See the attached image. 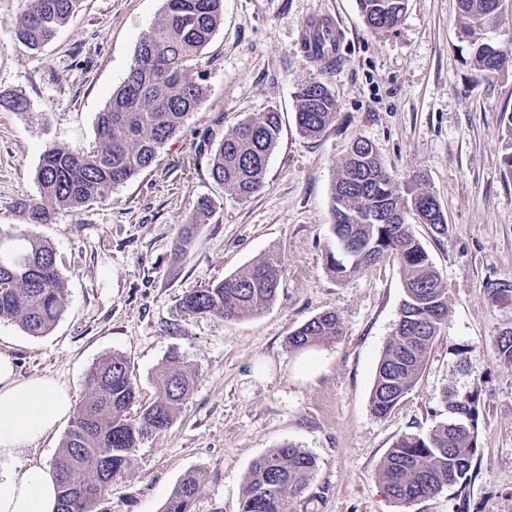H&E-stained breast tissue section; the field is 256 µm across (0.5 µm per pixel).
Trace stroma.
Listing matches in <instances>:
<instances>
[{
    "label": "stroma",
    "instance_id": "stroma-1",
    "mask_svg": "<svg viewBox=\"0 0 512 512\" xmlns=\"http://www.w3.org/2000/svg\"><path fill=\"white\" fill-rule=\"evenodd\" d=\"M27 8L28 0H0V97L20 93L30 104L24 114L0 104V225L52 244L66 307L41 337L0 321V354L19 379H51L77 402L88 370L114 353L127 359L140 405L154 399V373L170 352L196 372L171 427L137 448L102 512H161L190 474L204 481L192 512H239L252 463L288 444L317 461L288 512H512V364L496 350L512 309L485 293L488 280L512 278L502 118L512 111V71L464 95L469 48L457 34V0H409L388 32L366 26L357 0H224V20L193 67L206 97L182 131L109 199L36 225L25 207L38 197L43 152L94 145L97 115L164 0H81L38 51L15 36ZM324 11L345 31L342 59L325 72L299 49L304 21ZM318 77L337 110L310 138L296 127V93ZM269 110L281 131L264 186L237 198L213 180L209 160L237 121ZM358 139L376 147L396 184L424 179L447 221L442 235L412 227L448 289V315L417 384L383 418L370 396L399 318L400 264L387 256L345 280L329 269L332 185ZM271 250L283 257L280 284L260 315L227 321L179 310L185 293ZM324 312L343 333L317 345L328 366L305 380L288 338ZM474 385L485 410L471 481L407 507L391 501L378 471L393 443L447 421L445 392ZM69 427L1 462L0 473L52 467Z\"/></svg>",
    "mask_w": 512,
    "mask_h": 512
}]
</instances>
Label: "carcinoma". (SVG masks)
<instances>
[{
	"label": "carcinoma",
	"instance_id": "carcinoma-1",
	"mask_svg": "<svg viewBox=\"0 0 512 512\" xmlns=\"http://www.w3.org/2000/svg\"><path fill=\"white\" fill-rule=\"evenodd\" d=\"M408 0H358L366 26L394 29ZM458 37L471 50L470 86L512 70V50L496 43L494 26L503 0H458ZM79 0H29L16 31L32 50L50 42L78 7ZM223 21V0H166L161 18L136 46L121 87L98 113L96 142L89 149L52 146L36 171L39 199L27 207L31 224L47 223L51 212H75L104 200L112 189L148 168L163 145L177 134L188 114L203 102L204 86L191 75V62ZM296 124L316 137L333 122L336 100L327 83L316 79L296 95ZM506 173L512 175V113L504 121ZM280 131L277 112L242 119L224 133L211 158V174L240 199L258 193ZM336 253L330 270L344 280L390 254L398 258L404 298L399 319L378 364L370 398L372 412L387 416L421 377L427 355L448 314V288L429 254L409 231L408 216L446 228L437 199L419 183L397 186L378 152L355 141L332 189ZM281 260L269 253L245 271L182 296L189 314L226 320L255 316L276 297ZM503 279L490 280L485 292L494 304L512 302ZM66 286L55 250L46 241L0 227V320L30 336L52 330L65 307ZM342 333L338 316L327 312L300 326L288 343L303 349ZM498 357L512 363V326L496 339ZM195 370L174 353L154 376L155 399L129 415L136 391L124 356L114 353L86 374L88 395L62 438L53 469L58 512H98L112 481L127 476L136 449L166 431L192 388ZM448 421L426 434L405 433L389 449L380 469L384 491L401 506L434 496L472 479L481 414L478 387L447 392ZM315 458L293 445L275 448L249 469L241 512H288L291 499L309 485ZM203 490L198 475L183 478L162 512H192Z\"/></svg>",
	"mask_w": 512,
	"mask_h": 512
}]
</instances>
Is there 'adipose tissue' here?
<instances>
[{
	"instance_id": "obj_1",
	"label": "adipose tissue",
	"mask_w": 512,
	"mask_h": 512,
	"mask_svg": "<svg viewBox=\"0 0 512 512\" xmlns=\"http://www.w3.org/2000/svg\"><path fill=\"white\" fill-rule=\"evenodd\" d=\"M74 411L68 390L47 378L19 380L0 354V459L31 446ZM57 485L48 468L32 465L0 481V512H56Z\"/></svg>"
}]
</instances>
